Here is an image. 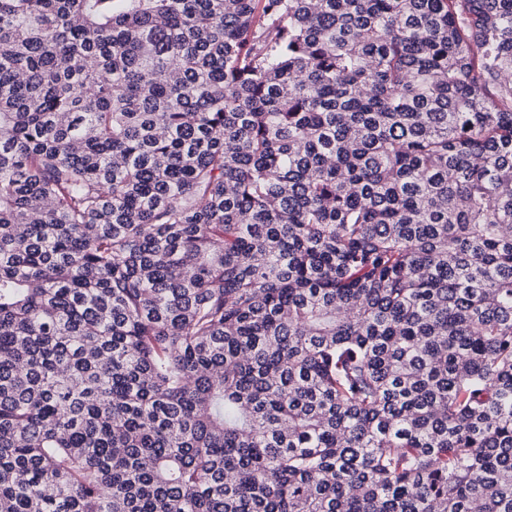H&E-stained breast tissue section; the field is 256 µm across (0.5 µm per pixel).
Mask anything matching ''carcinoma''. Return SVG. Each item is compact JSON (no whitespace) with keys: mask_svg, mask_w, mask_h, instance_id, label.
I'll list each match as a JSON object with an SVG mask.
<instances>
[{"mask_svg":"<svg viewBox=\"0 0 512 512\" xmlns=\"http://www.w3.org/2000/svg\"><path fill=\"white\" fill-rule=\"evenodd\" d=\"M0 512H512V0H0Z\"/></svg>","mask_w":512,"mask_h":512,"instance_id":"cac0c4a2","label":"carcinoma"}]
</instances>
